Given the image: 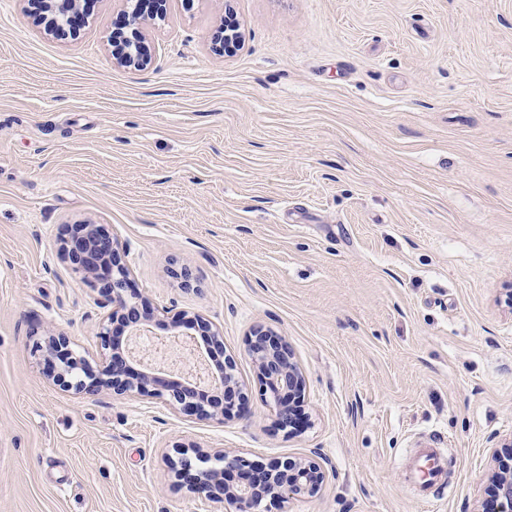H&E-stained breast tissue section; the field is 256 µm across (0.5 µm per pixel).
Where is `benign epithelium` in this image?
<instances>
[{"label":"benign epithelium","mask_w":512,"mask_h":512,"mask_svg":"<svg viewBox=\"0 0 512 512\" xmlns=\"http://www.w3.org/2000/svg\"><path fill=\"white\" fill-rule=\"evenodd\" d=\"M34 3L41 11L57 12L62 23L67 25L80 0H34ZM242 39L240 25L234 24V30L230 31L224 20L211 34V44L217 52L232 51L241 45ZM112 47L113 59L121 67L140 69L149 63L141 40L132 41L115 34ZM63 250L75 270L87 277L95 276L100 268L107 271V277L100 280V291L112 303V312L96 332L101 349L108 352L102 366L78 355L71 347L70 338L61 332H49L36 343V350L56 368L52 378L54 385L64 391L88 396L110 392L119 396L149 397L172 409L221 424L226 419L243 415L248 396L235 377L233 358L224 355L222 331L213 321L198 312L187 314L175 326V335L201 336L206 345L202 349L195 348V351L209 358L224 356L222 367L209 373L207 378L211 385L224 388L222 401L209 397L200 381L187 377L167 380L136 368L135 362L139 358L132 349L115 354L110 325L125 323L130 329V338L135 339L137 332L145 326L161 322L150 301L128 288L129 271L117 241L101 233L95 224H73L64 235ZM247 352L269 394L278 428L282 431L294 428L298 417L290 401L303 395L306 379L293 361L288 343L272 330L258 325L247 337ZM180 455L179 463L172 464L177 480L199 496L211 497L213 493H219L224 500L225 512H271L273 508L276 512H286L285 504L289 499L316 496L325 480L319 464L301 458L270 463L265 470L266 478L258 480L253 478L250 461L238 451L210 453L192 446L181 449ZM228 471L240 474L237 485L224 483V474ZM486 490L497 501L498 512H512V467L506 468L498 459H493Z\"/></svg>","instance_id":"1"}]
</instances>
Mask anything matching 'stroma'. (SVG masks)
I'll list each match as a JSON object with an SVG mask.
<instances>
[{
  "mask_svg": "<svg viewBox=\"0 0 512 512\" xmlns=\"http://www.w3.org/2000/svg\"><path fill=\"white\" fill-rule=\"evenodd\" d=\"M140 0L56 13L0 0V512H224L178 450L236 449L326 474L288 512H479L512 437V0ZM233 15L245 42L212 51ZM149 64L116 65L112 35ZM116 241L129 287L223 331L244 414L60 390L34 344L103 362L112 307L61 249ZM285 338L306 378L285 432L246 351ZM442 448L419 501L410 449Z\"/></svg>",
  "mask_w": 512,
  "mask_h": 512,
  "instance_id": "obj_1",
  "label": "stroma"
}]
</instances>
